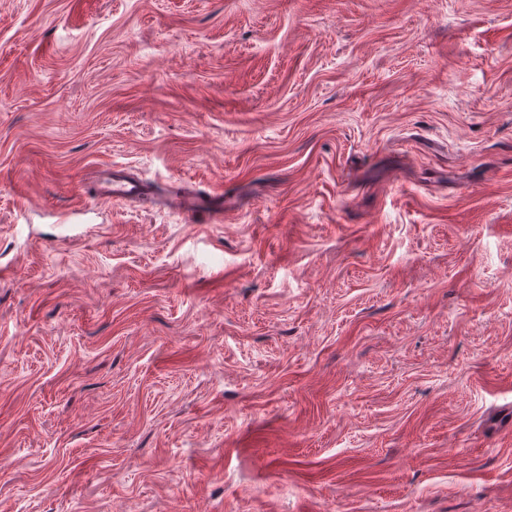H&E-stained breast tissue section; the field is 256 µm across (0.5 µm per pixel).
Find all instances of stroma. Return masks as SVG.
I'll list each match as a JSON object with an SVG mask.
<instances>
[{
  "instance_id": "1",
  "label": "stroma",
  "mask_w": 512,
  "mask_h": 512,
  "mask_svg": "<svg viewBox=\"0 0 512 512\" xmlns=\"http://www.w3.org/2000/svg\"><path fill=\"white\" fill-rule=\"evenodd\" d=\"M0 512H512V0H0ZM144 193L143 185L128 179L121 171H114L99 182L96 199L122 203L139 199ZM170 204L176 211L191 219L204 214L210 222L224 221V204L223 206L220 203L213 206L205 205L203 201L189 194L175 195L170 199Z\"/></svg>"
}]
</instances>
